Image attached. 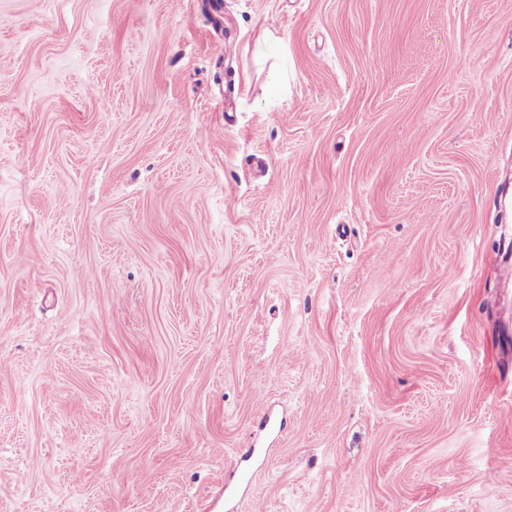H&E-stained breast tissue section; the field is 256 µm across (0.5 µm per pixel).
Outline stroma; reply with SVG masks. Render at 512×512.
Returning a JSON list of instances; mask_svg holds the SVG:
<instances>
[{"mask_svg":"<svg viewBox=\"0 0 512 512\" xmlns=\"http://www.w3.org/2000/svg\"><path fill=\"white\" fill-rule=\"evenodd\" d=\"M511 261L512 0H0V512H512Z\"/></svg>","mask_w":512,"mask_h":512,"instance_id":"obj_1","label":"stroma"}]
</instances>
